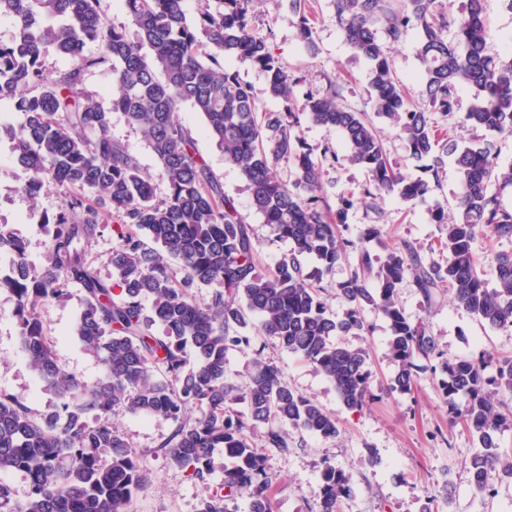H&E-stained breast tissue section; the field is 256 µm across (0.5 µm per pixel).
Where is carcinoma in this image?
<instances>
[{
	"label": "carcinoma",
	"instance_id": "1",
	"mask_svg": "<svg viewBox=\"0 0 512 512\" xmlns=\"http://www.w3.org/2000/svg\"><path fill=\"white\" fill-rule=\"evenodd\" d=\"M123 2L138 29L136 41L105 19L100 0H0V17L13 18L17 29L11 44L0 45V101L14 102L22 116L8 132L17 162L29 173L24 191L35 197L53 185L65 194L64 206L49 220L51 260L42 269L26 261L23 239L0 224V257L10 262L0 288L15 297L22 351L56 398L51 411L36 417L24 399L0 391V472H19L29 486L26 499L17 502L12 487L0 482V512H126L149 471L112 423L117 408L173 421L162 447L171 464L198 481L210 475L215 449H224L229 464L223 487L197 512H236L229 503L242 494L248 512H274L265 456L248 433L264 428L268 447L285 453L286 425L325 440L337 438L339 429L332 415L260 358L245 385L228 383L227 352L251 341L241 332L245 312L258 318L260 335L323 373L348 409H361L371 398L368 354L345 340L367 330L366 307L389 324L390 351L400 365L390 390H411L415 360L437 354L426 327L409 322L397 304V288L409 276L426 300L446 287L474 317L512 330V253L496 256L498 287L490 289L471 249L478 236L512 239V208L500 199L501 190L512 186V167L500 166L489 142L460 147L439 139L432 118L451 115L457 90L469 86L474 102L462 123L511 136L512 56L488 52L483 0H465L455 16L437 0H332L346 44L369 62L376 116L405 141L408 159L431 160L430 182L390 161L365 113L336 103L337 82L294 101L300 77L274 53V33H253V0H205L192 22L185 0ZM292 5L299 16L297 38L310 45L311 0ZM410 29L418 32L426 93L420 104L394 77L380 41L398 42ZM88 42L98 44L100 53L84 54ZM51 52L67 57L70 66L46 74L44 58ZM226 59L263 73L267 92L283 100L286 111L261 108L250 86L224 66ZM106 64L115 89L110 111L82 88L85 73ZM184 103L203 114L225 162L247 181L253 208L274 237L289 244L266 274L258 269L234 200L197 156L177 118ZM113 110L146 138L167 186L164 197L156 196L137 158L112 140ZM302 115L343 134L347 161L368 175L367 207L393 195L409 203L425 200L439 180L442 155L454 156L461 183L454 212L438 200L429 209L431 223L446 233L447 266L424 264L406 241L389 245L380 224L369 225L358 246L343 236L354 202L340 196L332 203L321 194L323 162L335 164L338 156L328 146L319 160L305 150L298 132ZM281 159L292 163L287 182L275 172ZM114 217L117 245L112 277L105 279L88 247ZM143 234L153 246H145ZM373 241L381 253L368 247ZM349 248L358 252L357 266L336 284L343 312L333 316L318 283ZM166 255L179 260L180 279L167 273ZM304 257L315 262L313 272L304 270ZM212 284L219 288L198 300L195 289ZM72 287L84 294L74 333L105 364L93 385L59 366L54 339L37 317L40 305ZM146 299L152 300L149 314ZM156 370L164 379H154ZM440 371L450 421L478 437L481 451L469 472L472 489L483 494L491 473L512 479V452L499 444L501 432L512 427V409L500 410L488 390L492 385L512 398V357L448 358ZM239 401L243 412L233 408ZM353 493L350 477L324 462L314 493L317 512H338Z\"/></svg>",
	"mask_w": 512,
	"mask_h": 512
}]
</instances>
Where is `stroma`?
I'll return each instance as SVG.
<instances>
[{"label":"stroma","mask_w":512,"mask_h":512,"mask_svg":"<svg viewBox=\"0 0 512 512\" xmlns=\"http://www.w3.org/2000/svg\"><path fill=\"white\" fill-rule=\"evenodd\" d=\"M312 22L313 48L296 37L298 17L291 0H256L252 29L257 35L272 34L276 55L295 71L300 82L293 89L295 100L320 94L328 79L342 85L341 102L356 112H372L367 92L369 64L345 43L331 0H317ZM487 44L491 50H512V10L503 0H485ZM418 34L408 31L397 43H385L384 50L394 74L406 83L415 101H423L425 88L416 57ZM183 127L193 138L198 156L233 198L244 224L250 229L257 260L262 269L274 267L286 252L287 243L277 240L263 217L252 207L247 183L237 168L224 161L223 153L207 130L205 117L190 105L179 111ZM20 113L11 103H0V224L26 242V258L38 268L50 261L47 221L61 205L64 194L45 187L30 198L21 187L27 172L15 160L6 126L18 125ZM301 136L313 156L330 146L340 155L336 165H324L322 191L328 199L339 195L360 197L368 182L363 168L344 162L346 147L339 132L302 121ZM149 174H156L157 162L143 134L130 125L124 113L113 111L110 129ZM460 190L459 174L452 157H445L431 200L415 204L390 197L373 210L362 205L350 210L345 236L359 240L366 225H383L388 242L413 244L425 262L440 266L448 262L441 225L431 223L428 210L432 200L454 202ZM397 302L414 324H425L444 357H472L490 351L512 355V333L496 330L480 322L454 301L448 289L425 299L412 280H404L397 290ZM83 307L81 289H70L60 299H52L38 309V316L55 339L59 364L86 384L96 383L104 373L99 357L85 350L73 334V325ZM368 331L350 337L352 345L369 353L373 396L362 410L353 411L340 402L333 385L312 365L282 349L275 341L256 337L252 347L229 351L226 375L243 384L255 357L274 363L283 379L303 395L336 416L340 434L325 440L310 432L290 431V451L281 453L267 447L263 431L250 440L264 450L266 469L274 483L277 512H315L311 491L319 482L323 461H332L349 475L353 495L341 504V512H512V479L491 475V491L475 494L468 466L480 446L475 434L448 420V400L440 387V373L429 361H422L411 391H390L399 366L389 342L391 332L383 315L374 309L364 312ZM0 391L23 398L37 413L50 409L53 394L46 390L31 369L19 342L15 299L0 291ZM112 420L142 457L151 472L149 483L134 495L127 512H196L199 503L219 491L224 482L226 459L216 449L213 471L207 482L192 478L188 471L173 466L165 455L163 442L174 429L163 418L144 419L117 411Z\"/></svg>","instance_id":"obj_1"}]
</instances>
